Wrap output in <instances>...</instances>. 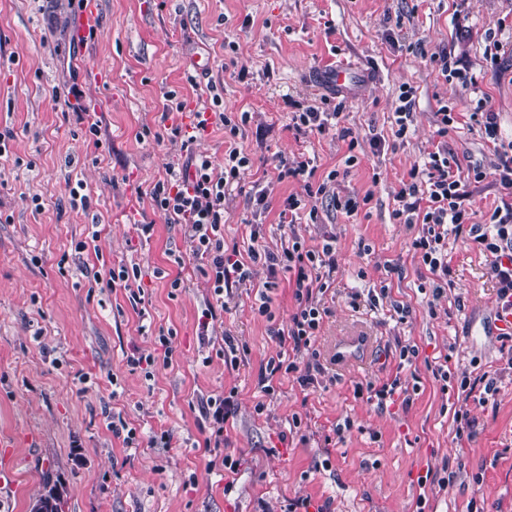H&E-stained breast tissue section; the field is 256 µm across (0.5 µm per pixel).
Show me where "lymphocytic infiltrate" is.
<instances>
[{"mask_svg": "<svg viewBox=\"0 0 512 512\" xmlns=\"http://www.w3.org/2000/svg\"><path fill=\"white\" fill-rule=\"evenodd\" d=\"M249 113L234 117L221 111L219 101L197 105L192 113L190 127L174 125L172 139L181 143L186 155L183 164L168 165L163 179L155 182L149 195L154 209L166 223L180 225L183 244L189 253L202 260L201 274L212 284L216 299H223L225 289L243 287L248 273L247 263L261 265L267 271L264 288L258 291L251 305L254 314L270 317L269 289L275 288L279 276H286L294 288L297 302L287 328L272 329L278 351L261 370L259 385L264 394L277 390L281 377L293 376L301 387L313 385L325 371L317 359L303 360L311 350L328 310L322 298L331 287L337 269L336 250L332 244L322 248L307 247L304 240L289 231L288 241L280 251L260 245V224H253L250 238L253 242L246 259H239L238 249L224 246V201L229 187L242 170L252 164L251 158L236 146L224 152V172L216 174L212 158L197 153L195 143L209 126H221L230 135H237L247 125ZM278 181L294 179L302 182V194L289 195L284 211L291 217L307 213L317 220V210L306 207L308 198L326 194L329 182L335 181L337 171H330L325 183L312 185L315 174L312 159H280L277 165ZM411 181L396 195L393 216L407 226H420L421 231L411 241L414 253L436 278L435 293H442L451 275L448 260L449 234H466L468 240L483 250L490 259L489 270L499 297L512 295V205L495 209L489 223L470 222L466 201L467 185L462 181L448 158L446 146H438L429 153L427 161L410 172Z\"/></svg>", "mask_w": 512, "mask_h": 512, "instance_id": "obj_1", "label": "lymphocytic infiltrate"}]
</instances>
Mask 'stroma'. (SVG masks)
Segmentation results:
<instances>
[{
	"instance_id": "obj_1",
	"label": "stroma",
	"mask_w": 512,
	"mask_h": 512,
	"mask_svg": "<svg viewBox=\"0 0 512 512\" xmlns=\"http://www.w3.org/2000/svg\"><path fill=\"white\" fill-rule=\"evenodd\" d=\"M100 29L72 44L80 16L71 0H0V512H29L46 479L67 490L65 512H284L288 501L311 498L330 512H512V335L490 337L497 289L485 254L449 235L451 282L441 296L433 276L409 249L412 230L395 223V195L411 168L439 142L467 177L471 222H488L512 192L491 176L500 162L469 115L484 104L497 112L512 141V0H98ZM448 55L471 79H444L437 57ZM343 65L367 74L352 96L320 83ZM194 73L188 84L186 73ZM76 79L100 135L63 114L69 79ZM414 89L406 139L394 140L401 86ZM187 108L220 95L229 112L251 119L237 143L253 161L240 189L226 197L224 238L247 252L256 181L272 183L261 219L263 243L280 250L279 214L300 183L277 182L279 158L317 159L316 180L329 182L316 200L317 223L296 227L306 245L332 242L336 281L315 349L326 367L303 388L282 378L274 395L258 386L275 355L270 325L287 324L294 290L280 280L270 292L274 322L255 316L252 291L225 296L223 332L248 347L238 365L225 364L222 340L202 341L198 320L213 292L182 249L179 225L154 213L148 186L182 158L180 142L164 135L167 95ZM340 106L336 132L295 136L289 101ZM460 117L447 139L435 134L441 104ZM160 141H140L143 127ZM390 141L374 152L370 140ZM101 147H94V139ZM357 163L345 167L348 155ZM484 178H475V171ZM84 182L89 210L72 207L69 189ZM39 195L33 206L31 195ZM369 195L357 215L333 208L330 195ZM155 223L140 241L135 223ZM99 228L95 250L74 241ZM65 269H58V262ZM139 263L141 307L121 288L92 289L101 265ZM399 264L402 278L384 279ZM179 290H171L173 279ZM387 280L377 307L353 304ZM407 309L405 320L394 306ZM150 317L141 320L139 308ZM171 332L172 357L152 378L131 372L133 351L162 355L160 332ZM359 339L350 357L339 344ZM412 344V366H400L397 345ZM447 362L450 379L433 377ZM491 371L497 392L458 396L462 376ZM399 379L392 404L355 388ZM235 393L236 413L224 428L225 454L243 465L232 492L220 470H208V425L199 413L208 397ZM264 403L263 414L254 407ZM466 413L473 440H457L455 416ZM120 415L136 428L126 447L109 426ZM300 428H293V417ZM350 422L343 435L336 424ZM169 445L156 443L161 433Z\"/></svg>"
}]
</instances>
